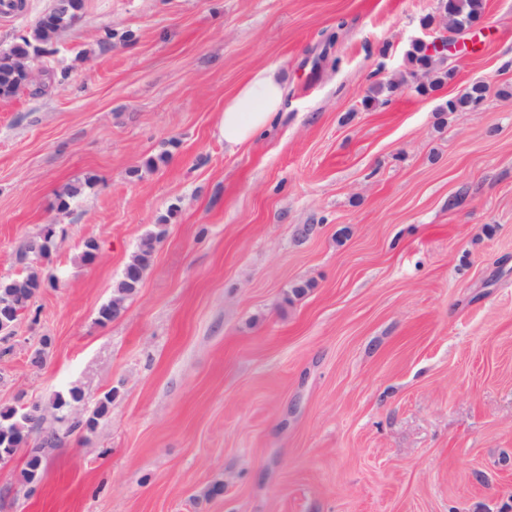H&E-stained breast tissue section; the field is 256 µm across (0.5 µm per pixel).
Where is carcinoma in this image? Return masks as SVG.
Masks as SVG:
<instances>
[{
    "label": "carcinoma",
    "mask_w": 512,
    "mask_h": 512,
    "mask_svg": "<svg viewBox=\"0 0 512 512\" xmlns=\"http://www.w3.org/2000/svg\"><path fill=\"white\" fill-rule=\"evenodd\" d=\"M61 3L62 8L51 23L35 25L30 35L23 36L9 48L0 50L1 98L14 97L27 85L25 74L16 68V60L26 57L32 44L43 47L54 44L58 34L67 28L76 19L78 12L83 9V0H61ZM484 10V0H450V3L439 6V14L445 23L455 29L479 21L484 15ZM408 59L416 69L432 77L429 86H420L422 91L428 87L432 89L450 77V72L443 68L445 57L428 53L418 43L412 46ZM484 97V85L473 83L461 95L449 99L446 108L450 112H464L479 105ZM54 236V225H45L40 234L25 245L22 251L23 257L30 255L36 259L49 257ZM160 237L161 234L158 233L142 241L138 251L126 264L122 278L115 287L114 297L123 301L140 286ZM44 284L45 279L33 267L23 277L1 280L0 301L5 302V305L0 306V315H5L7 310L12 313L27 311ZM83 399V391L78 387H72L65 394H56L52 400V406L61 412L68 411L78 406ZM111 402L112 393L109 392L100 400L92 414L77 420L73 428L85 430L94 428ZM40 421L41 416L37 414L23 416L16 407L0 408V463L8 462L19 449L28 445L29 435L38 428ZM42 468L40 451L34 448L27 456L25 468L22 471L23 480L27 483L34 482L39 478Z\"/></svg>",
    "instance_id": "obj_1"
}]
</instances>
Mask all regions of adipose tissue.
<instances>
[{
	"mask_svg": "<svg viewBox=\"0 0 512 512\" xmlns=\"http://www.w3.org/2000/svg\"><path fill=\"white\" fill-rule=\"evenodd\" d=\"M283 94L284 81L276 67L255 71L224 105L218 129L225 145H242L265 129L279 111Z\"/></svg>",
	"mask_w": 512,
	"mask_h": 512,
	"instance_id": "obj_1",
	"label": "adipose tissue"
}]
</instances>
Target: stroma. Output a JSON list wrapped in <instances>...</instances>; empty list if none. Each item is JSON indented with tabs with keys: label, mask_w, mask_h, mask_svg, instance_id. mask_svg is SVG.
Masks as SVG:
<instances>
[{
	"label": "stroma",
	"mask_w": 512,
	"mask_h": 512,
	"mask_svg": "<svg viewBox=\"0 0 512 512\" xmlns=\"http://www.w3.org/2000/svg\"><path fill=\"white\" fill-rule=\"evenodd\" d=\"M52 4L0 12V49ZM485 4L421 95L408 53L439 0H84L35 65L61 82L0 99V279L57 229L53 284L0 338V407L44 415L0 512H512V0ZM266 66L281 109L226 149L224 103ZM74 386L113 395L93 431L51 406ZM485 93L482 83H473L461 95L448 99L446 108L448 112H465L479 105L484 100ZM55 236L54 225H45L40 234L33 240L29 241L23 251L24 258L32 255L34 259L48 258L53 246V238ZM161 232L151 235L144 239L138 251L132 256L126 264L122 278L114 290V297L118 300L126 301L141 284L144 274L150 265L156 244L159 242ZM117 301V306L123 305V302ZM53 436L44 438L40 446L33 448L29 452L25 462V468L22 471V477L26 483H32L39 478L43 468V463L40 451L37 448H44L45 446L52 445L56 440L55 434H53Z\"/></svg>",
	"instance_id": "obj_1"
}]
</instances>
